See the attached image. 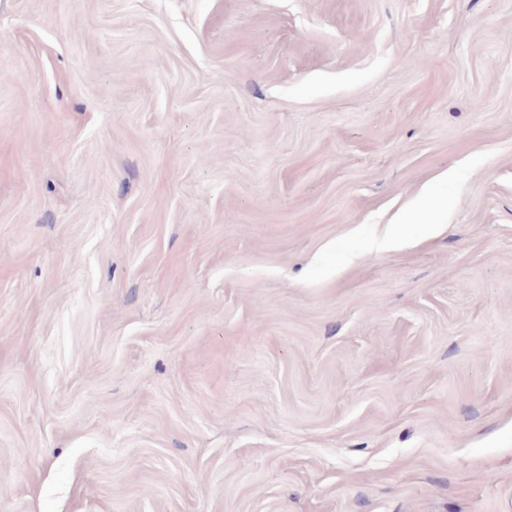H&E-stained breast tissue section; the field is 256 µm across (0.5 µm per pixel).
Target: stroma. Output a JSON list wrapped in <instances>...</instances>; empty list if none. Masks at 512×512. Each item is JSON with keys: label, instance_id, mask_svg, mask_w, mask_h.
Returning a JSON list of instances; mask_svg holds the SVG:
<instances>
[{"label": "stroma", "instance_id": "obj_1", "mask_svg": "<svg viewBox=\"0 0 512 512\" xmlns=\"http://www.w3.org/2000/svg\"><path fill=\"white\" fill-rule=\"evenodd\" d=\"M0 512H512V0H0Z\"/></svg>", "mask_w": 512, "mask_h": 512}]
</instances>
